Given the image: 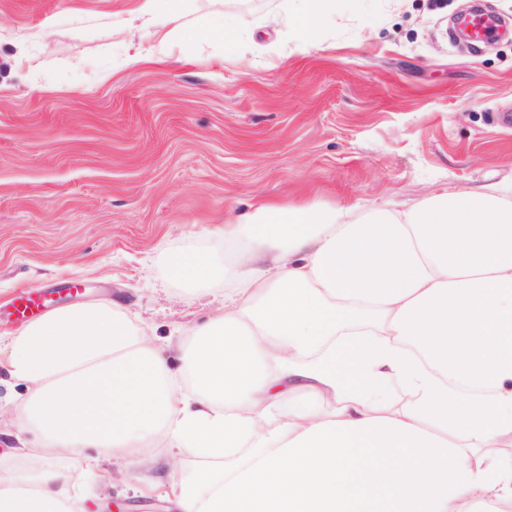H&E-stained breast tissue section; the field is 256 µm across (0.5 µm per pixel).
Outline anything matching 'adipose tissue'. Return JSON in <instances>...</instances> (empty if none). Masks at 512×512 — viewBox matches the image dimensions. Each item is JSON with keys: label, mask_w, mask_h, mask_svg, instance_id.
I'll return each mask as SVG.
<instances>
[{"label": "adipose tissue", "mask_w": 512, "mask_h": 512, "mask_svg": "<svg viewBox=\"0 0 512 512\" xmlns=\"http://www.w3.org/2000/svg\"><path fill=\"white\" fill-rule=\"evenodd\" d=\"M288 38L316 41L363 0H293ZM138 0L118 27L159 43L239 31L220 9ZM233 267L171 251L170 280L223 282V312L178 345L180 370L127 313L62 306L0 337L25 389L0 457V512H85L102 463H205L171 491L182 512H512V184L417 207L266 205L215 230ZM398 393L399 406L385 402Z\"/></svg>", "instance_id": "obj_1"}]
</instances>
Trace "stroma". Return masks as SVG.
<instances>
[{
  "instance_id": "obj_1",
  "label": "stroma",
  "mask_w": 512,
  "mask_h": 512,
  "mask_svg": "<svg viewBox=\"0 0 512 512\" xmlns=\"http://www.w3.org/2000/svg\"><path fill=\"white\" fill-rule=\"evenodd\" d=\"M473 0H364L315 44L289 42L283 0H224L242 46L135 43L109 23L136 0H0V335L27 291L109 301L159 346L221 311L223 284L168 282L164 257L216 246L228 211L268 204L407 209L512 182V32L448 39ZM55 18L45 30L46 18ZM77 280L81 295L66 294ZM88 512H172L112 469Z\"/></svg>"
}]
</instances>
